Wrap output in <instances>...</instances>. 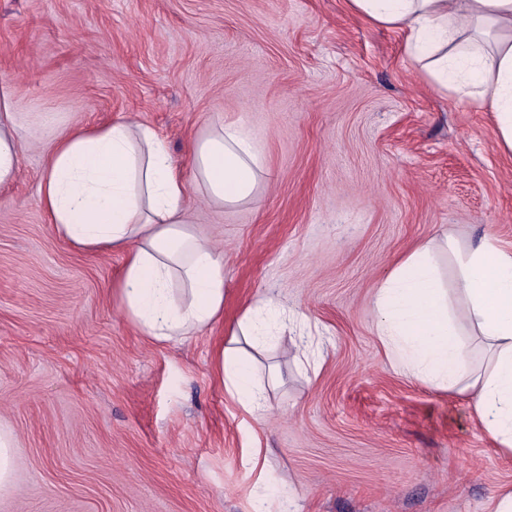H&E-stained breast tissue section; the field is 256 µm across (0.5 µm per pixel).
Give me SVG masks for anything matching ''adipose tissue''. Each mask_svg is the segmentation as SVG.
<instances>
[{"instance_id":"ef3b65f1","label":"adipose tissue","mask_w":512,"mask_h":512,"mask_svg":"<svg viewBox=\"0 0 512 512\" xmlns=\"http://www.w3.org/2000/svg\"><path fill=\"white\" fill-rule=\"evenodd\" d=\"M372 23L404 30L409 55L438 87L494 112L500 145L512 153V0H348ZM20 138L8 100L0 101V186L9 183ZM191 179L152 128L114 122L54 144L40 201L57 231L87 249L126 254L118 286L122 309L159 342L192 335L224 316V256L187 220L192 185L208 200H248L264 172L256 139L219 124L193 145ZM455 257L445 287L435 256ZM183 287L175 299L173 283ZM377 335L389 365L438 390L470 394L486 435L512 454V251L491 235L458 245L421 243L379 288ZM288 313L274 298L253 300L220 347L221 384L245 411H263L267 394L240 343L257 345Z\"/></svg>"}]
</instances>
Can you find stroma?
Masks as SVG:
<instances>
[{
  "label": "stroma",
  "mask_w": 512,
  "mask_h": 512,
  "mask_svg": "<svg viewBox=\"0 0 512 512\" xmlns=\"http://www.w3.org/2000/svg\"><path fill=\"white\" fill-rule=\"evenodd\" d=\"M405 42L346 0H0L21 138L0 188V430L15 440L0 512H252L259 485L268 512H494L512 455L469 396L390 367L374 298L421 242L489 233L512 250V153L494 113L436 86ZM117 121L152 127L186 176L212 124L263 148L245 202L190 194L194 229L224 251V318L184 340L134 326L112 291L124 252L71 245L40 202L53 144ZM261 295L296 330L263 355L278 378L251 415L214 355Z\"/></svg>",
  "instance_id": "obj_1"
}]
</instances>
